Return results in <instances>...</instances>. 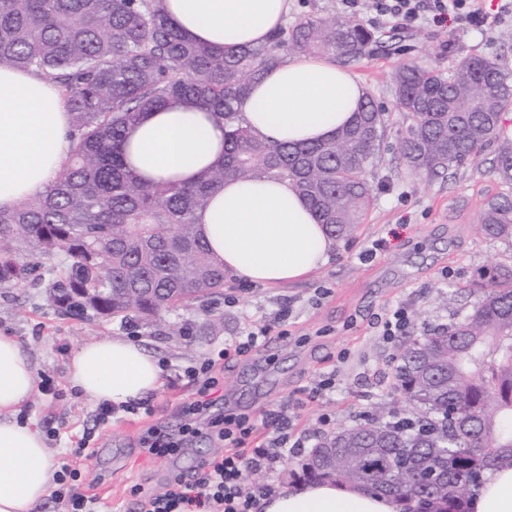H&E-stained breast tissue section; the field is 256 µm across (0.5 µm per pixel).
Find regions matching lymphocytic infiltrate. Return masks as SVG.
<instances>
[{
  "label": "lymphocytic infiltrate",
  "mask_w": 512,
  "mask_h": 512,
  "mask_svg": "<svg viewBox=\"0 0 512 512\" xmlns=\"http://www.w3.org/2000/svg\"><path fill=\"white\" fill-rule=\"evenodd\" d=\"M353 11L367 10L401 24L421 19L437 25L447 22L466 27H479L485 21L483 0H345ZM271 332L270 326L246 325L241 336L200 365L186 368L185 375L197 389L196 400L184 404L188 418L181 437H174L161 425L149 430L143 441L145 451L163 457L186 447L188 437L206 436L222 444L223 454L203 460L193 475L174 476L161 493L134 487L138 497V512H252L257 493L245 489L243 473L269 468L280 456L288 440L275 437L260 440L261 427L248 415H227L208 422L206 429L193 427L191 420L215 404L218 380L213 370L218 359L245 355L263 347ZM52 499L63 512H100L98 498L85 489L82 471L69 464L54 474Z\"/></svg>",
  "instance_id": "1"
}]
</instances>
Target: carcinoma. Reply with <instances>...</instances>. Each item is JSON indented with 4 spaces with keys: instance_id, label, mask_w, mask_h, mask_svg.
Listing matches in <instances>:
<instances>
[{
    "instance_id": "obj_1",
    "label": "carcinoma",
    "mask_w": 512,
    "mask_h": 512,
    "mask_svg": "<svg viewBox=\"0 0 512 512\" xmlns=\"http://www.w3.org/2000/svg\"><path fill=\"white\" fill-rule=\"evenodd\" d=\"M166 0H0V63L36 70L61 92L72 153L49 189L0 210V288L28 281L39 256L70 258L49 280L62 314L153 320L224 289L227 272L196 230L224 181L261 174L287 181L334 238H348L372 203L367 171L382 162L388 115L371 96L330 139L294 145L263 140L238 110L251 82L288 58L363 57L374 33L341 15L308 17L264 44L217 52L186 36ZM396 105L409 119L399 146L412 172L436 175L496 146L491 170L501 190L484 202L480 230L512 243V141L500 138L512 112V72L464 56L448 74L402 64ZM187 100L224 125V162L192 184L142 182L125 163L126 135L141 114ZM480 299L462 319L410 339L394 388L412 405L400 417L384 406L365 423L339 427L314 444L305 482L331 480L388 495L406 449L443 475L419 488V509L468 512L485 473L512 459V265L474 283ZM454 408L474 435L455 433Z\"/></svg>"
}]
</instances>
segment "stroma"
Returning a JSON list of instances; mask_svg holds the SVG:
<instances>
[{"instance_id":"35a3bbf8","label":"stroma","mask_w":512,"mask_h":512,"mask_svg":"<svg viewBox=\"0 0 512 512\" xmlns=\"http://www.w3.org/2000/svg\"><path fill=\"white\" fill-rule=\"evenodd\" d=\"M500 5V0H485L487 21L479 28L452 22L441 27L371 24L375 40L349 69L389 114L383 163L367 175L373 204L352 237L337 240L328 263L308 278L262 288L230 277L207 305L174 309L159 326L57 312L45 287L52 269L65 261L61 254L41 267L39 281L0 288V335L15 338L37 374L49 375L55 383L54 393L36 392L19 417L44 434H57L50 444L57 467L70 461L78 438L93 433L95 454L81 466L96 480L95 493L106 512H137L133 486L162 492L172 475L192 471L201 458L221 452L220 444L200 436L175 454L151 459L141 440L155 423L174 434L182 430L181 408L194 393L186 368L216 357L247 320L272 324L270 338L261 350L225 360L217 408L256 417L277 411L288 423V434L306 444L284 452L270 471L249 472L250 485H294L293 473L300 470L306 448L328 427L362 421L378 404L406 408L405 398L390 386L406 339L468 314L478 300L473 282L491 264L511 261L512 245L487 239L478 229L485 200L500 190L490 171L493 150H486L481 163L434 177L416 176L400 160L396 145L408 121L396 107L393 76L406 61L445 72L467 55L498 59L512 71V43L501 38L512 30V16L501 13ZM376 239L384 241V250L363 259ZM399 305L407 309L409 323L401 336L384 341L376 320ZM172 322L190 328V335H169ZM106 336L146 346L162 364L163 382L144 399L151 414L121 411L110 424L99 426L96 403L70 386L68 364L75 349ZM330 374L334 389L312 397L319 380Z\"/></svg>"}]
</instances>
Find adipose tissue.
I'll return each mask as SVG.
<instances>
[{
	"label": "adipose tissue",
	"instance_id": "1",
	"mask_svg": "<svg viewBox=\"0 0 512 512\" xmlns=\"http://www.w3.org/2000/svg\"><path fill=\"white\" fill-rule=\"evenodd\" d=\"M193 40L214 50L264 43L290 0H166ZM364 85L330 58L297 56L254 82L239 104L245 125L277 143L324 140L353 117ZM70 115L58 89L36 72L0 64V209L45 192L71 151ZM127 166L147 183L197 181L224 159V127L189 102L144 113L124 144ZM211 255L255 286L299 282L325 265L335 241L285 181H225L196 217ZM72 388L96 403L139 400L162 385L158 358L141 344L108 336L75 351ZM37 390L21 345L0 335V512H38L52 487L45 436L16 418ZM257 512H397L389 497L333 481L299 484L259 498ZM470 512H512V460L489 471Z\"/></svg>",
	"mask_w": 512,
	"mask_h": 512
}]
</instances>
